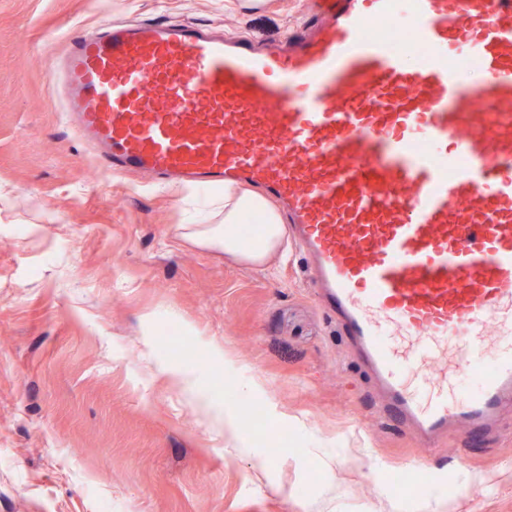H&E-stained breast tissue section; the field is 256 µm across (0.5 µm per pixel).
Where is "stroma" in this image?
<instances>
[{
    "label": "stroma",
    "instance_id": "stroma-1",
    "mask_svg": "<svg viewBox=\"0 0 512 512\" xmlns=\"http://www.w3.org/2000/svg\"><path fill=\"white\" fill-rule=\"evenodd\" d=\"M308 13L309 0H0V512H512V409L494 434L420 447L381 417L295 248L264 272L183 239L187 188L104 173L62 121L47 62L75 30L112 16L275 41ZM166 363L233 430L216 434ZM420 466L429 495L398 494L394 473Z\"/></svg>",
    "mask_w": 512,
    "mask_h": 512
}]
</instances>
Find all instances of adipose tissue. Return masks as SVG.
<instances>
[{"mask_svg":"<svg viewBox=\"0 0 512 512\" xmlns=\"http://www.w3.org/2000/svg\"><path fill=\"white\" fill-rule=\"evenodd\" d=\"M199 215L184 227L185 235L197 245L222 250L232 261L256 269L271 268L284 255L287 230L279 212L264 197L241 186L224 188L223 203L207 199L198 206ZM260 215L263 233L246 238L243 223Z\"/></svg>","mask_w":512,"mask_h":512,"instance_id":"obj_1","label":"adipose tissue"}]
</instances>
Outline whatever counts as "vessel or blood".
I'll return each instance as SVG.
<instances>
[{
	"mask_svg": "<svg viewBox=\"0 0 512 512\" xmlns=\"http://www.w3.org/2000/svg\"><path fill=\"white\" fill-rule=\"evenodd\" d=\"M412 28L417 50L367 27ZM105 170L258 186L384 415L427 447L512 405V0H313L286 44L107 18L52 64Z\"/></svg>",
	"mask_w": 512,
	"mask_h": 512,
	"instance_id": "vessel-or-blood-1",
	"label": "vessel or blood"
}]
</instances>
